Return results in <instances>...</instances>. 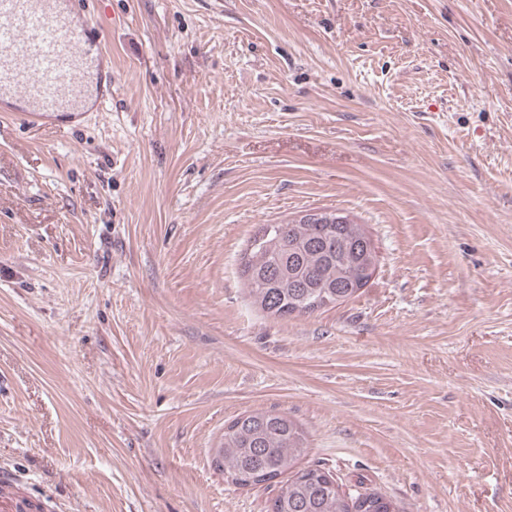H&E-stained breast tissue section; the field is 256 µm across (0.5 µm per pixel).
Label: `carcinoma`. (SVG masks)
I'll return each instance as SVG.
<instances>
[{
    "label": "carcinoma",
    "instance_id": "cac0c4a2",
    "mask_svg": "<svg viewBox=\"0 0 512 512\" xmlns=\"http://www.w3.org/2000/svg\"><path fill=\"white\" fill-rule=\"evenodd\" d=\"M263 247L241 261V277L254 303L275 318L312 314L349 300L372 271L371 240L359 224H260ZM224 472L239 486L270 483L306 455L309 440L285 412L242 413L224 427ZM320 468L294 472L271 499L270 512H394L377 492L344 493Z\"/></svg>",
    "mask_w": 512,
    "mask_h": 512
}]
</instances>
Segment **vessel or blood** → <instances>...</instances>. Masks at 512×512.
<instances>
[{
  "instance_id": "1",
  "label": "vessel or blood",
  "mask_w": 512,
  "mask_h": 512,
  "mask_svg": "<svg viewBox=\"0 0 512 512\" xmlns=\"http://www.w3.org/2000/svg\"><path fill=\"white\" fill-rule=\"evenodd\" d=\"M75 0H0V102L31 117L104 105L107 60Z\"/></svg>"
}]
</instances>
